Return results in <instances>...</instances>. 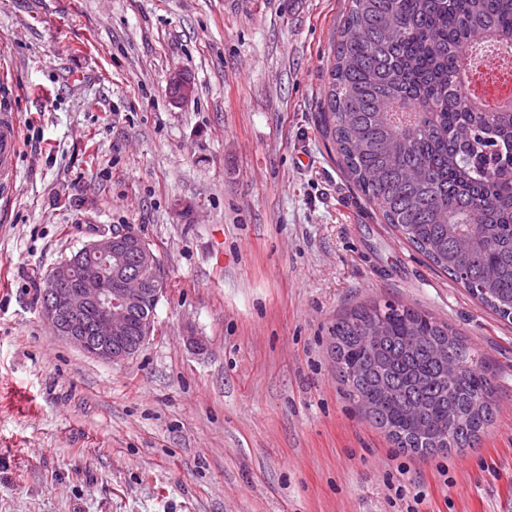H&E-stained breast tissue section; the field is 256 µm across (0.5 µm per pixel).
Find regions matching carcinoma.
Masks as SVG:
<instances>
[{
  "instance_id": "carcinoma-1",
  "label": "carcinoma",
  "mask_w": 512,
  "mask_h": 512,
  "mask_svg": "<svg viewBox=\"0 0 512 512\" xmlns=\"http://www.w3.org/2000/svg\"><path fill=\"white\" fill-rule=\"evenodd\" d=\"M491 46L512 50V0H350L321 132L385 223L512 322V95L491 105L474 80L512 78L478 68ZM332 335L339 375L397 447L472 448L492 425L487 371L428 313L374 304Z\"/></svg>"
}]
</instances>
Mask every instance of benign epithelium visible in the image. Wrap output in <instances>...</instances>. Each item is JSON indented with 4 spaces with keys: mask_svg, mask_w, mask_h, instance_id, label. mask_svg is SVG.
Wrapping results in <instances>:
<instances>
[{
    "mask_svg": "<svg viewBox=\"0 0 512 512\" xmlns=\"http://www.w3.org/2000/svg\"><path fill=\"white\" fill-rule=\"evenodd\" d=\"M171 86L180 100L193 95V85L179 74ZM164 282L157 253L141 235L102 233L45 281L41 317L90 357L123 363L150 338Z\"/></svg>",
    "mask_w": 512,
    "mask_h": 512,
    "instance_id": "obj_1",
    "label": "benign epithelium"
}]
</instances>
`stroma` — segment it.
Instances as JSON below:
<instances>
[{
	"mask_svg": "<svg viewBox=\"0 0 512 512\" xmlns=\"http://www.w3.org/2000/svg\"><path fill=\"white\" fill-rule=\"evenodd\" d=\"M347 8L0 0L21 124L0 195V512H398L394 478L419 512H512V323L383 223L320 133ZM126 226L168 288L112 365L53 333L41 290ZM385 301L487 367L474 447L397 448L341 382L332 326Z\"/></svg>",
	"mask_w": 512,
	"mask_h": 512,
	"instance_id": "35a3bbf8",
	"label": "stroma"
}]
</instances>
